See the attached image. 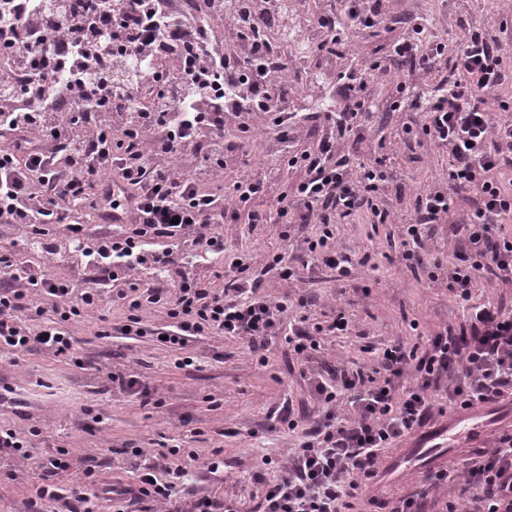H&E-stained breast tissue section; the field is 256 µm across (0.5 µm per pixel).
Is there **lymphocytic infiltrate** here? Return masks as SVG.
Listing matches in <instances>:
<instances>
[{
	"label": "lymphocytic infiltrate",
	"mask_w": 512,
	"mask_h": 512,
	"mask_svg": "<svg viewBox=\"0 0 512 512\" xmlns=\"http://www.w3.org/2000/svg\"><path fill=\"white\" fill-rule=\"evenodd\" d=\"M283 0H0V224L19 234L0 246V352L34 349L71 356L70 327L117 305L119 322L101 337L153 336L181 350L200 336H235L257 345L283 336L297 355L317 350L322 328L300 316L284 327L289 306L307 307L302 294L272 298L262 277L281 270L285 254H227L220 224H317L305 239L301 264L318 262L351 277L355 265L336 246V227L367 217L396 224L402 258L424 269L428 282L445 281L463 318L429 335L425 344L384 349L377 365L359 368L335 386L315 382L325 407L318 422L263 482L257 512H344L378 475L382 457L433 417L512 398V309L474 304L472 290L489 274L512 283V0H497L494 23L463 25L449 36L435 17H411L392 28L396 0H343L306 17L308 49L319 65L299 63L273 43L286 36L274 21ZM392 33L383 56L352 67L356 38ZM397 63L422 76L429 91L400 83L381 101L373 89ZM337 84L342 95L320 112L295 111L300 87L320 92ZM376 112H402L400 129L381 136L362 159L346 142L362 138V121ZM322 127L304 150L307 125ZM271 151L253 160L258 133ZM448 156L430 185L411 193L409 208L393 210L389 191L405 192L410 172L389 165L410 143ZM297 179L281 184V169ZM237 169L226 179L228 169ZM113 211L128 223L92 235L74 212ZM49 224L62 235L46 232ZM450 224L463 247L447 260L425 247L426 229ZM38 248L42 259L16 264V248ZM74 247L87 268L107 274L101 293L53 276L46 257ZM224 261V285L210 288L196 265ZM165 273L160 282L144 269ZM165 308L169 324L149 329L144 313ZM356 416L344 423L341 401ZM37 460L40 481L29 512H94L101 496L135 512H237L233 502L202 496L190 506L177 497L187 465L210 473L219 455L200 460L193 449H124L135 482L108 484L95 459L62 487L71 467L67 449L44 454L13 429L0 428V455ZM466 482L482 512H512V431L495 435L465 463Z\"/></svg>",
	"instance_id": "obj_1"
}]
</instances>
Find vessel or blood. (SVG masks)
<instances>
[{"label": "vessel or blood", "mask_w": 512, "mask_h": 512, "mask_svg": "<svg viewBox=\"0 0 512 512\" xmlns=\"http://www.w3.org/2000/svg\"><path fill=\"white\" fill-rule=\"evenodd\" d=\"M492 407L471 408L452 413L423 426L404 441V450L390 457L385 464V475L400 478L421 470L443 467L449 451L481 443L482 434L494 421Z\"/></svg>", "instance_id": "b4317fda"}]
</instances>
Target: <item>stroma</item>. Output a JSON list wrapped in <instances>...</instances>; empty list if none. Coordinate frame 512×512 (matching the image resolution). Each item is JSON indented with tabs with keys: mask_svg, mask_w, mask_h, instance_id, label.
<instances>
[{
	"mask_svg": "<svg viewBox=\"0 0 512 512\" xmlns=\"http://www.w3.org/2000/svg\"><path fill=\"white\" fill-rule=\"evenodd\" d=\"M400 11L415 10L442 17L449 35L459 34L461 20L479 25L493 23L492 8L449 7L446 0H400ZM443 155L418 147L405 149L396 165L412 169L411 190L428 185L444 164ZM229 251L263 254L285 250L298 256L304 237L315 233L311 224H224L220 227ZM339 249L355 257L370 254V262L356 268L347 281L336 282L322 266L296 268L313 300L311 322L330 324L344 314V334L321 336V348L309 358L291 355L283 337L267 345L268 366L256 362V354L244 340L231 336H204L186 352L196 365L180 369L175 351L151 338L115 336L103 338L97 330L100 317L119 320V307L105 305L100 317L75 324L77 338L73 358L33 350L12 361L0 354V387L9 388L0 401V427L27 433L40 428L34 444L44 451L68 448L73 470L59 475L67 486L78 477L86 458L100 465L104 481H131L119 448L134 443L144 448L168 445L194 449L200 458L221 450L224 472L212 475L202 466L192 467L180 487L181 499L212 494L235 501L242 512H254L260 486L257 472L261 459L287 457L297 446L302 431L287 432L280 423L291 414L305 424L317 421L321 408L314 394L318 378H336L341 371L374 364L385 347L403 342L425 343L427 336L457 322L454 296L445 282L427 284L424 276L406 268L397 225L358 220L336 227ZM137 377L165 399L162 407L142 406L107 379L108 372ZM15 470L18 479L0 486V512H26L25 498L39 480L36 462L0 458V471ZM427 493L429 500L455 502L461 512H475V493L463 478H455L440 490H429L425 479L411 477L382 484L378 496L394 499L408 493Z\"/></svg>",
	"mask_w": 512,
	"mask_h": 512,
	"instance_id": "35a3bbf8",
	"label": "stroma"
}]
</instances>
